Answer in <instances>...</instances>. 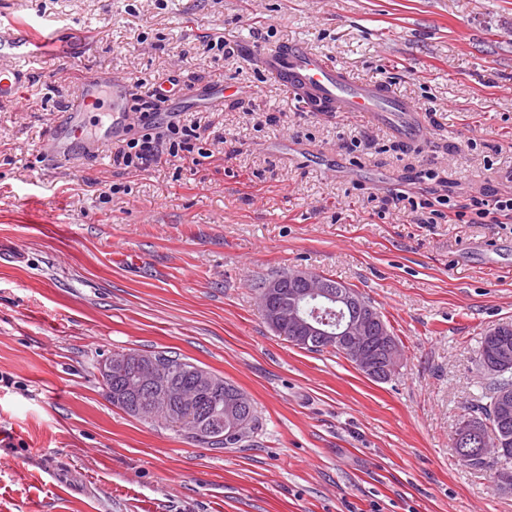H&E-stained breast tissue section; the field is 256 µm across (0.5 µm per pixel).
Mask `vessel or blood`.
<instances>
[{"mask_svg":"<svg viewBox=\"0 0 512 512\" xmlns=\"http://www.w3.org/2000/svg\"><path fill=\"white\" fill-rule=\"evenodd\" d=\"M33 33V27L27 24L0 23L1 100L21 97L31 75L29 66L40 53L51 51L70 63L78 61L76 53L59 41L55 32L41 39L34 38ZM260 63L269 76L311 111L360 114L388 124L410 141L425 136L417 109L409 101L394 96L386 86L355 82L328 59L310 53L302 45L285 44L266 50L260 55ZM81 86L80 97L65 103L44 144L45 151L63 161L90 140L86 113L107 106L111 117L107 132L113 137L130 123L132 84L128 78L90 71L83 73Z\"/></svg>","mask_w":512,"mask_h":512,"instance_id":"1","label":"vessel or blood"}]
</instances>
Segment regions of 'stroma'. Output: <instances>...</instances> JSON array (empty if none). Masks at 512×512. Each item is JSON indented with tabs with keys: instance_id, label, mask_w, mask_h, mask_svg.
Segmentation results:
<instances>
[{
	"instance_id": "1",
	"label": "stroma",
	"mask_w": 512,
	"mask_h": 512,
	"mask_svg": "<svg viewBox=\"0 0 512 512\" xmlns=\"http://www.w3.org/2000/svg\"><path fill=\"white\" fill-rule=\"evenodd\" d=\"M7 18L54 24L82 64L41 57L0 100V512H512L451 445L478 342L512 322V223L412 207L512 193V0H0ZM284 43L411 101L425 138L306 111L252 51ZM85 69L177 79L210 157H49ZM292 267L371 300L403 344L390 380L268 326L253 283ZM128 350L232 381L258 427L214 451L127 415L98 365Z\"/></svg>"
}]
</instances>
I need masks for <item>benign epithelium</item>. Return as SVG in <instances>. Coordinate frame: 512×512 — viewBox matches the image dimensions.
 Segmentation results:
<instances>
[{"instance_id": "benign-epithelium-1", "label": "benign epithelium", "mask_w": 512, "mask_h": 512, "mask_svg": "<svg viewBox=\"0 0 512 512\" xmlns=\"http://www.w3.org/2000/svg\"><path fill=\"white\" fill-rule=\"evenodd\" d=\"M258 305L272 330H288L301 343L331 339L343 347L353 366L377 381L391 378L397 367L399 350L386 329L377 327L373 307L363 302L350 287L337 286L319 274L302 268H290L262 285ZM99 375L106 385L120 381L115 396L148 397L143 407L165 417L179 427L190 419L197 402L194 389H176L168 379L169 364L158 355L143 356L136 352L109 355L99 363ZM229 429L245 432L249 416L243 398L228 403ZM197 438L210 444L224 440V422L198 428ZM480 430L476 426L458 428L453 446L467 453L477 446Z\"/></svg>"}]
</instances>
